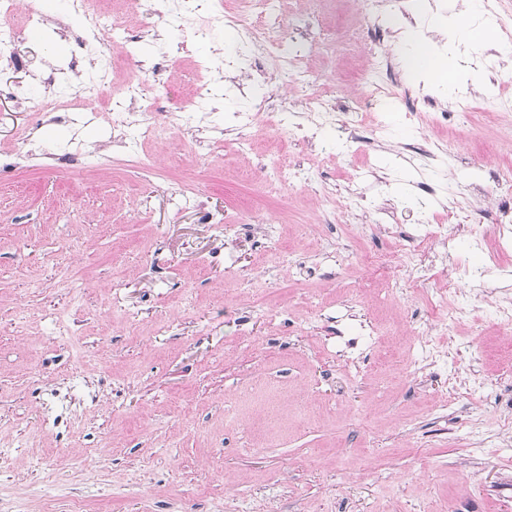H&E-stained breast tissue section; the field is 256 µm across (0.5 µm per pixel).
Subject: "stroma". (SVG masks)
Wrapping results in <instances>:
<instances>
[{"mask_svg": "<svg viewBox=\"0 0 512 512\" xmlns=\"http://www.w3.org/2000/svg\"><path fill=\"white\" fill-rule=\"evenodd\" d=\"M281 7V47L309 84L253 60L224 81L212 122H196L194 66L231 55L237 29L188 17L185 52L147 88L164 130L144 141L159 165L149 177L123 164L111 124L44 125L11 95L49 74L78 84L74 44L53 24L65 0H45L40 38L19 47L26 68H0V512H512V347L493 317L512 300V257L488 275L464 247L479 275L448 300L471 311L454 326L420 289L389 297L362 262L395 251L384 225L415 221L421 175L405 143L455 141L434 166L446 189L427 219L463 224L498 218L494 176L512 144L491 112L461 135L416 128L398 107L390 138L351 153L291 145L280 113L373 87L359 78L367 44L314 53L297 35L316 26L341 41L352 0ZM254 100L256 148L241 156L223 115ZM33 124L36 143L20 145ZM57 145L80 165L57 167ZM269 159L303 163L306 182L265 192ZM359 180L370 206L349 191ZM189 186L192 202L177 204ZM250 214L247 232L224 235ZM424 337L437 361L389 369Z\"/></svg>", "mask_w": 512, "mask_h": 512, "instance_id": "obj_1", "label": "stroma"}]
</instances>
